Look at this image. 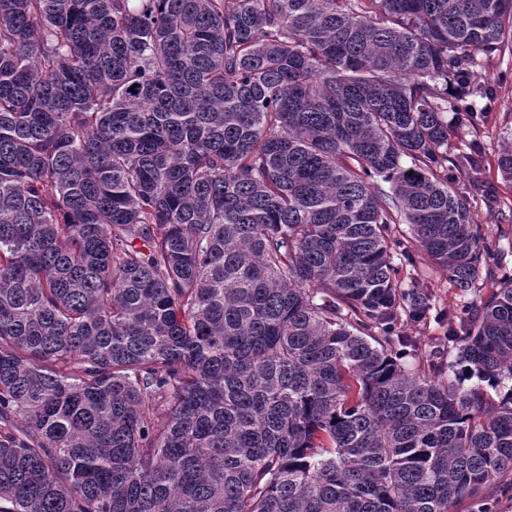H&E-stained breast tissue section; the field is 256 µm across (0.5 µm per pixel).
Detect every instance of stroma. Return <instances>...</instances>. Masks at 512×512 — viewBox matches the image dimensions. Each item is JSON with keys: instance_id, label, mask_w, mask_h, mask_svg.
<instances>
[{"instance_id": "35a3bbf8", "label": "stroma", "mask_w": 512, "mask_h": 512, "mask_svg": "<svg viewBox=\"0 0 512 512\" xmlns=\"http://www.w3.org/2000/svg\"><path fill=\"white\" fill-rule=\"evenodd\" d=\"M478 73L481 83L494 89L487 101L486 118L479 131L448 123V155L456 157L469 152L472 141H479L481 153L477 165L466 174V181H483L494 186L498 205L491 206L483 197L474 196V220L483 234L496 242L498 266L492 272L481 273L479 289L464 293L450 287L445 274L434 265H426L425 272L433 290L432 314L425 321L409 323L404 330L416 342V354L407 358L408 368H416L421 359L437 348H444L447 363H455L457 351L448 344V317L465 309H473L480 299L488 297L501 281L512 277V182L501 178L497 158L512 132V42H505L496 55L481 62ZM454 512H512V470L502 472L496 483L475 496L459 499Z\"/></svg>"}]
</instances>
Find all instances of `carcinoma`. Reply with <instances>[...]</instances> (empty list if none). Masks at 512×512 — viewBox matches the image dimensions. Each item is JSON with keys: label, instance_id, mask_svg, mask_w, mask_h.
Instances as JSON below:
<instances>
[{"label": "carcinoma", "instance_id": "1", "mask_svg": "<svg viewBox=\"0 0 512 512\" xmlns=\"http://www.w3.org/2000/svg\"><path fill=\"white\" fill-rule=\"evenodd\" d=\"M508 38L512 0H0V512H454L512 470V278L450 377L401 362L396 263L494 261L447 112Z\"/></svg>", "mask_w": 512, "mask_h": 512}]
</instances>
